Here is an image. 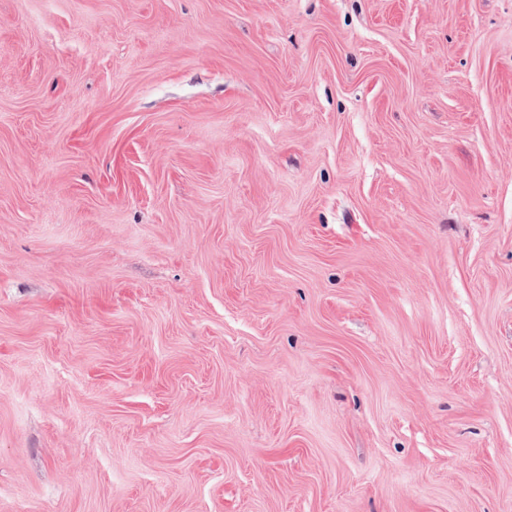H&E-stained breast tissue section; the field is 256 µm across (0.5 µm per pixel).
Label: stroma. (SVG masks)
Returning a JSON list of instances; mask_svg holds the SVG:
<instances>
[{
	"label": "stroma",
	"mask_w": 512,
	"mask_h": 512,
	"mask_svg": "<svg viewBox=\"0 0 512 512\" xmlns=\"http://www.w3.org/2000/svg\"><path fill=\"white\" fill-rule=\"evenodd\" d=\"M0 512H512V0H0Z\"/></svg>",
	"instance_id": "stroma-1"
}]
</instances>
